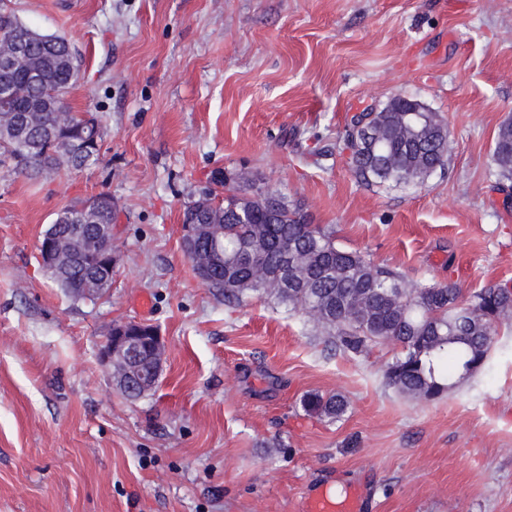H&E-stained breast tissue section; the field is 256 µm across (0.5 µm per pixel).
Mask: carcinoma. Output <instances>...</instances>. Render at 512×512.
Masks as SVG:
<instances>
[{
  "label": "carcinoma",
  "mask_w": 512,
  "mask_h": 512,
  "mask_svg": "<svg viewBox=\"0 0 512 512\" xmlns=\"http://www.w3.org/2000/svg\"><path fill=\"white\" fill-rule=\"evenodd\" d=\"M0 45L19 40L26 47L29 71L0 68V104L15 112H0V127L12 129L0 137V156L13 170L39 178L62 168L79 169L99 161V155L68 150L53 142L77 137L82 122L99 126L88 113L74 128L59 130L56 111L66 107L65 95L78 76L79 61H70L74 49L63 35L43 34L23 23L15 13L0 21ZM41 103L34 126L21 109ZM436 113L424 107L407 113L401 126L396 112H357L346 124L344 146L351 148L354 177L367 185L395 183L422 185L448 159V128L435 123ZM372 128L377 144L367 142L360 124ZM491 160L497 175L512 180V119L499 127ZM241 198L235 179L224 175V202L216 212L225 216L224 265L213 268L211 289L237 307L266 296L294 311L317 317L312 322L343 351L367 353L379 344L399 347L385 370L389 385L409 397L434 401L485 365L497 327L512 318V282H496L462 298L455 283L411 288L396 272L374 264L357 252L339 248L333 232L309 221L297 205L272 193L247 199L250 213L234 211ZM252 246V262L238 261L244 246ZM302 255L307 264L300 288H267L261 271L274 273L285 256ZM94 272V259L78 254L70 287L78 288ZM307 411L320 417L341 418L348 407L339 393L306 396Z\"/></svg>",
  "instance_id": "cac0c4a2"
}]
</instances>
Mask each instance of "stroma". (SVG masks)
<instances>
[{
	"mask_svg": "<svg viewBox=\"0 0 512 512\" xmlns=\"http://www.w3.org/2000/svg\"><path fill=\"white\" fill-rule=\"evenodd\" d=\"M82 59L72 111L100 160L37 179L0 166V512H306L319 488L362 512H512V324L435 401L384 376L395 349L340 350L267 298L233 309L180 246L187 202L270 190L338 247L412 285L512 279V182L491 152L512 118V0H9ZM416 98L448 125L421 185H364L337 147L364 107ZM112 197L119 261L85 300L38 242ZM158 326L155 391L128 399L99 359L109 328ZM341 393L329 420L310 393ZM304 406L310 413L330 420L340 419L346 412L348 404L339 393L327 397L313 393L306 396Z\"/></svg>",
	"mask_w": 512,
	"mask_h": 512,
	"instance_id": "35a3bbf8",
	"label": "stroma"
}]
</instances>
